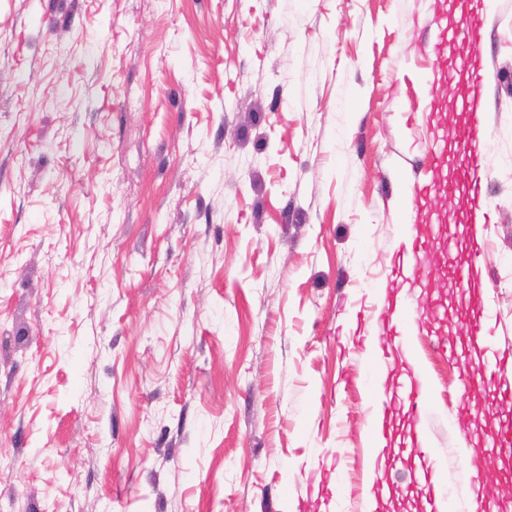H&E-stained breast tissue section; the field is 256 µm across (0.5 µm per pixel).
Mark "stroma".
Instances as JSON below:
<instances>
[{"mask_svg": "<svg viewBox=\"0 0 512 512\" xmlns=\"http://www.w3.org/2000/svg\"><path fill=\"white\" fill-rule=\"evenodd\" d=\"M442 0H0V512H366L371 400L426 369L459 499L511 413L402 188L441 161ZM484 60L483 338L512 350V0ZM419 321L409 350L375 285ZM460 348L459 360L436 342ZM485 448L474 481L464 445ZM403 224H407V232L402 237L400 245L403 252L408 257L409 265L415 267L425 243V236L420 232L421 224H411V217L408 210L404 211Z\"/></svg>", "mask_w": 512, "mask_h": 512, "instance_id": "35a3bbf8", "label": "stroma"}]
</instances>
